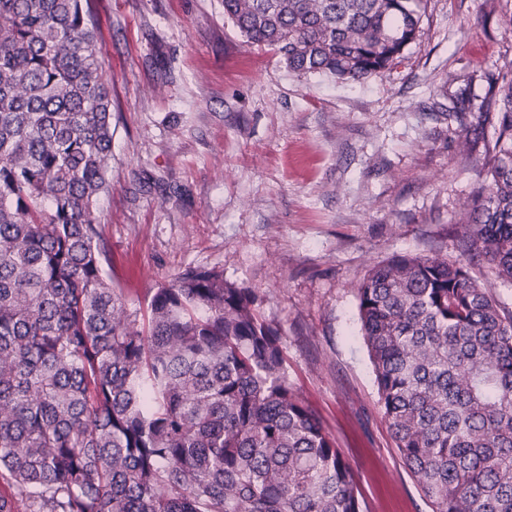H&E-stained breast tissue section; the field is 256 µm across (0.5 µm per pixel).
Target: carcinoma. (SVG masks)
I'll list each match as a JSON object with an SVG mask.
<instances>
[{
  "label": "carcinoma",
  "mask_w": 512,
  "mask_h": 512,
  "mask_svg": "<svg viewBox=\"0 0 512 512\" xmlns=\"http://www.w3.org/2000/svg\"><path fill=\"white\" fill-rule=\"evenodd\" d=\"M426 2L224 0V17L292 73L362 81L416 43ZM488 82L493 152L462 238L512 284V67ZM111 171L91 0H0V512H360L248 290L189 270L138 328L104 272ZM471 262L374 266L361 335L432 512H512V313Z\"/></svg>",
  "instance_id": "cac0c4a2"
}]
</instances>
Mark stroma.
Returning <instances> with one entry per match:
<instances>
[{"label":"stroma","instance_id":"1","mask_svg":"<svg viewBox=\"0 0 512 512\" xmlns=\"http://www.w3.org/2000/svg\"><path fill=\"white\" fill-rule=\"evenodd\" d=\"M92 6L112 82L97 216L113 286L142 323L153 289L189 270L253 292L362 512H430L383 418L357 286L396 255H458L495 122L478 98L512 61V0H427L404 60L361 82L289 73L224 0ZM467 86L469 111L449 113Z\"/></svg>","mask_w":512,"mask_h":512}]
</instances>
